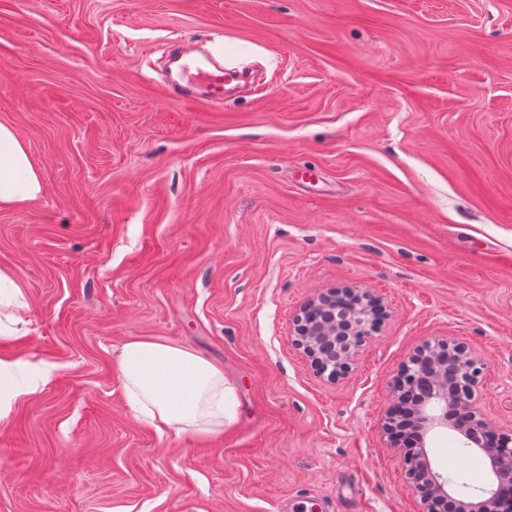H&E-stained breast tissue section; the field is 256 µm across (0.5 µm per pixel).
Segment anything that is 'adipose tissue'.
Returning <instances> with one entry per match:
<instances>
[{
  "mask_svg": "<svg viewBox=\"0 0 512 512\" xmlns=\"http://www.w3.org/2000/svg\"><path fill=\"white\" fill-rule=\"evenodd\" d=\"M43 191L13 126L0 121V204L37 199ZM125 400L158 432L214 435L236 417L235 392L224 372L192 350L132 340L119 356Z\"/></svg>",
  "mask_w": 512,
  "mask_h": 512,
  "instance_id": "1",
  "label": "adipose tissue"
}]
</instances>
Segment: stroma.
Here are the masks:
<instances>
[{
	"label": "stroma",
	"instance_id": "stroma-1",
	"mask_svg": "<svg viewBox=\"0 0 512 512\" xmlns=\"http://www.w3.org/2000/svg\"><path fill=\"white\" fill-rule=\"evenodd\" d=\"M176 36L255 83L183 105ZM0 121L43 183L0 207L27 301L0 360L41 376L0 416V512H422L382 423L427 340L480 354L475 405L512 430V0H0ZM343 284L387 316L332 383L292 321ZM132 339L221 367L234 422L135 419ZM461 445L426 438L483 487Z\"/></svg>",
	"mask_w": 512,
	"mask_h": 512
}]
</instances>
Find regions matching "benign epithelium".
Wrapping results in <instances>:
<instances>
[{
  "label": "benign epithelium",
  "instance_id": "obj_1",
  "mask_svg": "<svg viewBox=\"0 0 512 512\" xmlns=\"http://www.w3.org/2000/svg\"><path fill=\"white\" fill-rule=\"evenodd\" d=\"M354 296L349 306L336 304V291L310 301L296 316V346L311 366L336 382L354 361L384 315L383 299L369 291L344 287ZM485 363L465 341L439 340L420 346L393 384V399L382 429L395 440L394 421L405 412L422 436L446 429L469 440L490 462L493 473L512 482V430L502 432L473 406ZM408 487L419 495L423 512H512V500L488 489L479 500L458 497L457 482L432 467L426 451L406 459Z\"/></svg>",
  "mask_w": 512,
  "mask_h": 512
}]
</instances>
